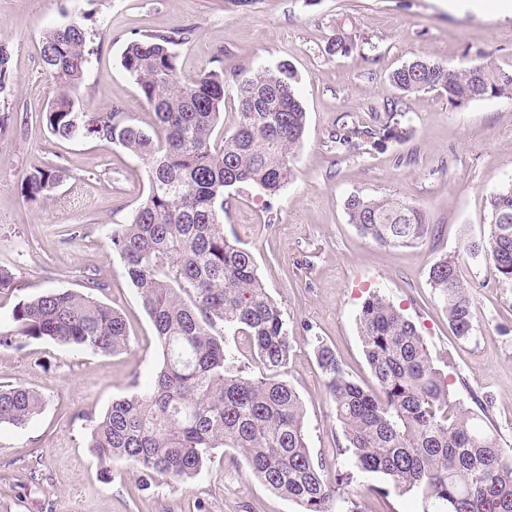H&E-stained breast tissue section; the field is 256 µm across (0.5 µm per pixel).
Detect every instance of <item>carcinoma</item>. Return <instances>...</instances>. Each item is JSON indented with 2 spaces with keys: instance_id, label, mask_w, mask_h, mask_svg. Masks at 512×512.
Returning a JSON list of instances; mask_svg holds the SVG:
<instances>
[{
  "instance_id": "1",
  "label": "carcinoma",
  "mask_w": 512,
  "mask_h": 512,
  "mask_svg": "<svg viewBox=\"0 0 512 512\" xmlns=\"http://www.w3.org/2000/svg\"><path fill=\"white\" fill-rule=\"evenodd\" d=\"M190 30L154 32L130 39L121 66L152 106L160 134L134 125L123 108L90 112L75 92L97 54L79 21L50 29L41 58L58 93L45 112L48 132L59 140L91 139L121 145L149 164V192L108 240L136 288L155 329L162 356L152 386L115 399L90 420L88 448L101 464L133 462L150 478L193 477L215 448H233L270 490L296 502L301 512H329L335 494L307 443L304 409L296 391L272 374L288 365V324L257 272L252 252L224 235L225 195L254 187L269 197L293 175L291 158L303 142L307 117L289 65L264 67L238 83V120L219 131L224 115V68L181 75L175 47ZM10 55L0 46V93L13 85ZM398 95L372 120L401 139L405 97L435 90L457 106L485 98L512 100V69L477 62L450 69L417 56L389 75ZM373 129L344 124L329 142L345 147ZM65 168H35L23 194L47 198ZM487 236L463 251L484 256L498 283L512 288V184L490 195ZM349 223L364 237L389 247L423 242L430 225L420 206L397 196L352 195ZM448 325L459 339L477 318L470 285L447 256L428 273ZM17 329L0 331V346L51 340L81 351L119 353L129 346L122 314L90 293L48 290L17 304ZM359 328L376 389L345 373L336 352L319 340V368L344 444L336 454L361 472L385 475L393 488L415 492L431 512H512V450L496 430L477 422L432 363L416 326L380 293L362 304ZM244 336L271 375L253 377L221 330ZM44 400L22 385H0V425L20 427Z\"/></svg>"
}]
</instances>
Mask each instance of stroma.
Instances as JSON below:
<instances>
[{"label": "stroma", "mask_w": 512, "mask_h": 512, "mask_svg": "<svg viewBox=\"0 0 512 512\" xmlns=\"http://www.w3.org/2000/svg\"><path fill=\"white\" fill-rule=\"evenodd\" d=\"M80 19L100 47L79 90L84 107L121 105L150 133L155 114L121 66L131 38L191 29L179 48L182 75L221 63L227 131L237 121L238 80L260 66L291 64L307 112L293 176L273 198L257 189L232 194L224 232L253 252L283 311L292 352L278 378L302 401L308 445L324 459L328 482L348 460L336 453L342 430L313 348L324 340L353 380L371 384L358 316L377 290L416 324L466 406L482 393L493 396L483 423L512 448V288L502 287L484 260L461 253L464 239L488 234V199L512 182V100L455 107L426 90L406 99L407 139L340 149L328 143L343 124L371 125L372 110L394 94L389 74L414 56L455 68L480 60L512 69V16L503 14L501 0H485L477 11L448 0H0V45L15 76L0 94V267L15 276L13 288L0 290V330L14 329L19 302L51 288L83 290L95 278L105 283L95 297L123 314L130 339L120 354L49 340L20 350L0 346V383L23 384L44 399L25 426L0 425V512H194L198 499L207 512H300L232 448L215 449L186 481L157 475L146 484L132 462L101 466L87 446L86 416L148 389L160 357L152 323L107 239L146 197L147 164L117 144L57 140L43 121L57 94L40 56L43 37ZM342 34L355 37L360 50L328 55ZM43 166L66 168L67 176L49 198L27 200L22 184ZM353 194L416 203L432 232L413 247L379 246L349 224L345 201ZM454 254L477 308L475 330L464 340L453 336L428 279L436 261ZM388 485L384 475L355 473L329 510L345 512L353 499L362 512H426L421 495L390 490L380 499L369 492Z\"/></svg>", "instance_id": "35a3bbf8"}]
</instances>
